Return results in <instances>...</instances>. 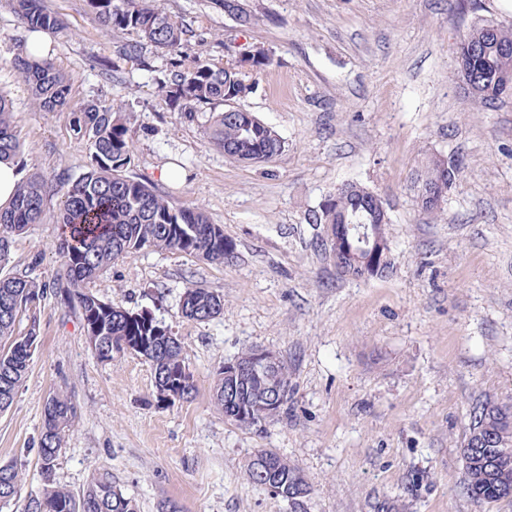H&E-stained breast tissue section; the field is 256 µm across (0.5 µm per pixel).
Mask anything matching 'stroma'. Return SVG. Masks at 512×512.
<instances>
[{
  "mask_svg": "<svg viewBox=\"0 0 512 512\" xmlns=\"http://www.w3.org/2000/svg\"><path fill=\"white\" fill-rule=\"evenodd\" d=\"M243 26L214 0H161L188 28L182 64L235 62L255 46L273 62L250 76L240 106L274 127L285 148L247 166L225 157L203 131L210 107L169 108L156 81L169 55L120 59L135 33H103L87 0H44L66 26L49 33L51 59L72 78L74 99L122 103L133 136L128 175L198 207L232 240L212 264L143 249L87 283L101 300L146 310L179 339L193 375L188 398L158 403L149 363L131 353L102 362L86 343L78 310L47 293L38 345L12 405L0 413V464L17 463L22 492L0 512H25L46 479L73 492L111 473L138 512L174 501L181 512H291L251 485L248 460L275 449L311 491L304 512H512L465 494L468 413L512 403V103L484 109L463 86L454 44L491 19L512 26L495 0H245ZM28 31L0 0V92L12 100L20 174L78 179L90 145L63 112L38 111L11 60ZM195 120H186V113ZM465 169L440 211H424L412 178L431 154ZM174 168L179 179L164 181ZM356 182L386 201L392 271L369 280L336 272L329 228L313 212ZM47 221L15 237L6 272L53 281L59 236ZM40 266L29 268L32 255ZM224 297L205 322L185 318L188 286ZM252 346L277 352L291 382L288 413L265 432L224 418L213 387L225 361ZM79 417L52 477L38 440L53 394Z\"/></svg>",
  "mask_w": 512,
  "mask_h": 512,
  "instance_id": "obj_1",
  "label": "stroma"
}]
</instances>
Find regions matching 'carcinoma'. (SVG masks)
<instances>
[{
  "label": "carcinoma",
  "mask_w": 512,
  "mask_h": 512,
  "mask_svg": "<svg viewBox=\"0 0 512 512\" xmlns=\"http://www.w3.org/2000/svg\"><path fill=\"white\" fill-rule=\"evenodd\" d=\"M102 30L132 31L140 41L125 44L119 55L137 59L146 42L171 56L180 52L186 29L167 14L158 0H87ZM15 13L27 30H53L62 19L43 6V0H15ZM512 44V28L493 22L474 25L456 43V56L467 59L475 74L471 96L487 109L501 105L498 96L506 80H512V55L498 54L497 46ZM248 72L238 65L197 63L175 70L158 82L164 101L177 107L182 102L222 105L205 122L209 141L224 155L244 164L271 161L284 149L279 133L237 102L251 90L246 74H258L271 64L263 50L250 51L242 58ZM13 66L27 83L34 105L43 112H66L76 135L90 141L89 170L72 181L61 174L54 181L32 173L18 184L9 206L0 208V267L10 260L15 236L32 224L44 223V203L48 196L59 201L56 224L60 231V273L52 283L31 277L28 272L0 276V412L7 410L24 382L39 336L37 304L52 287L65 304L78 309L87 344L98 360H112L127 351L149 356L154 380L186 366L182 346L171 338L170 328L145 311H133L105 302L85 291L82 285L97 277L115 260L145 248L195 256L211 263H224L234 253V244L224 237V229L210 222L199 208L175 209L168 200L145 182L125 174L133 154V139L123 106L94 99L74 101L71 78L55 68L47 56L33 55L22 48ZM21 150L14 121L13 105L0 92V159L13 158ZM462 162L431 156L417 175L419 190L444 181L451 187L459 176ZM386 203L376 192L357 184L339 187L314 215L316 224H389L383 215ZM182 314L204 322L224 311V298L203 288L185 289ZM27 321L26 332L18 331ZM281 398L266 414L251 412V397L264 389L266 380L254 378L239 406L243 417L233 421L245 430L262 431L279 420L288 404L289 375L286 363L277 373ZM77 418V408L66 396L53 395L45 406L44 425L39 438L41 469L46 485L40 495L29 499L27 512H137L108 472L90 479L75 494L51 480L62 449L63 438ZM481 428L502 433L506 444L487 448L480 457L465 463L464 490L483 504L512 503L500 490L501 478L512 480V404L479 403L469 410L467 437ZM19 470L12 464L0 465V501L21 495Z\"/></svg>",
  "instance_id": "cac0c4a2"
}]
</instances>
